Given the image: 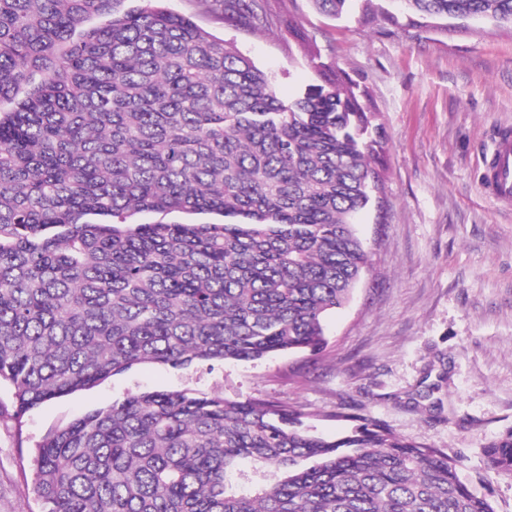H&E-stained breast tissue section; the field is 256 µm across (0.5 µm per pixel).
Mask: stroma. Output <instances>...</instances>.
Listing matches in <instances>:
<instances>
[{
	"mask_svg": "<svg viewBox=\"0 0 512 512\" xmlns=\"http://www.w3.org/2000/svg\"><path fill=\"white\" fill-rule=\"evenodd\" d=\"M166 6L248 56L281 99L318 84L319 64L363 91L384 135V202L357 225L371 266L329 316L318 354L140 364L47 402L23 429L0 418V512H40L20 445L127 392L181 389L288 405L325 436L380 422L460 459L469 487L494 512H512V477L490 471L483 452L512 429V210L480 188L498 130L512 129V24L336 20L312 0H257L263 26L251 31L201 0Z\"/></svg>",
	"mask_w": 512,
	"mask_h": 512,
	"instance_id": "stroma-1",
	"label": "stroma"
}]
</instances>
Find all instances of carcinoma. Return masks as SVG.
Returning a JSON list of instances; mask_svg holds the SVG:
<instances>
[{
    "label": "carcinoma",
    "mask_w": 512,
    "mask_h": 512,
    "mask_svg": "<svg viewBox=\"0 0 512 512\" xmlns=\"http://www.w3.org/2000/svg\"><path fill=\"white\" fill-rule=\"evenodd\" d=\"M124 2L0 0V417L19 435L138 364L317 351L370 265L355 217L382 189V128L354 87L321 70L285 103L164 0ZM203 2L258 27L254 0ZM312 2L339 19L355 0ZM396 2L512 23V0ZM483 451L512 476V429ZM30 461L42 512H494L458 459L377 424L330 440L298 410L188 389L55 425Z\"/></svg>",
    "instance_id": "obj_1"
}]
</instances>
